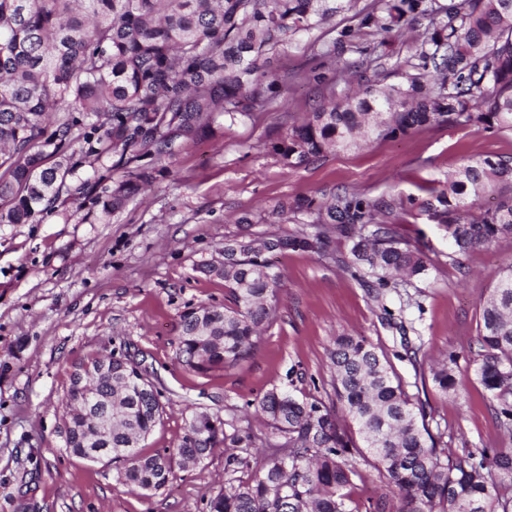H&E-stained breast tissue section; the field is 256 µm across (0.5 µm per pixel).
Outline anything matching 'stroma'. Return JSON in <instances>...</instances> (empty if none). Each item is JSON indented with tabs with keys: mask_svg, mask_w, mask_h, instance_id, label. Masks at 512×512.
I'll use <instances>...</instances> for the list:
<instances>
[{
	"mask_svg": "<svg viewBox=\"0 0 512 512\" xmlns=\"http://www.w3.org/2000/svg\"><path fill=\"white\" fill-rule=\"evenodd\" d=\"M372 0H357L320 28L272 52L281 95L248 114L218 117L217 133L183 148L169 176L134 195L109 221L58 213L33 224H0V512H207L210 497L249 480L264 455L286 453L253 402L271 389L300 399L335 400L329 353L334 336L365 337L383 353L443 454L512 452L488 391L476 381L442 394L434 360L470 369L479 350L482 303L499 270L512 264V237L451 255L443 226L419 208L394 219L397 234L427 256L425 276L379 287L375 277L320 255L291 250L274 258L285 287L253 356L207 376L175 360L174 327L190 306L223 301L225 282L208 271L227 240L289 237L275 221L279 202L348 188L370 198L430 199L463 158L512 157V133L443 124L372 141L288 167L269 145L320 100L374 81L390 85L413 71L424 23L383 33L361 27ZM345 45H337L340 32ZM323 65L326 79L310 80ZM134 358L161 392L163 417L143 442L152 453L179 443L191 414L219 413L226 434L248 433L238 465L217 447L201 465L177 470L163 489L129 484L109 460L70 456L64 416L74 363L93 353ZM349 512H366L388 492L371 455L356 457Z\"/></svg>",
	"mask_w": 512,
	"mask_h": 512,
	"instance_id": "stroma-1",
	"label": "stroma"
}]
</instances>
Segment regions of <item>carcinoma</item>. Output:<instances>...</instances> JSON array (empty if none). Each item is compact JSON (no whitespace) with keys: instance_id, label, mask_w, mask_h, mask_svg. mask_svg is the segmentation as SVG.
Instances as JSON below:
<instances>
[{"instance_id":"obj_1","label":"carcinoma","mask_w":512,"mask_h":512,"mask_svg":"<svg viewBox=\"0 0 512 512\" xmlns=\"http://www.w3.org/2000/svg\"><path fill=\"white\" fill-rule=\"evenodd\" d=\"M352 0H0V224H32L44 213L69 220L84 209L120 213L130 196L170 173L180 149L215 135L216 116L246 114L254 103L280 95L281 80L266 69L269 52L309 32ZM426 21L415 57L424 74L398 84L320 104L271 144V152L299 167L328 151L371 139H396L442 123L512 131V0H376L364 27L401 29ZM124 178L112 180V171ZM499 193L490 208L480 201ZM423 204L445 227L454 253L512 236V157L464 162L448 186ZM399 199H372L346 189L326 197L278 203L272 214L314 231L283 238L278 251L320 254L347 268H367L382 286L396 271L427 270L423 251L397 237L387 218ZM353 242L349 257L329 251L333 239ZM224 268L229 299L190 306L176 327V361L200 374L249 359L282 286L268 254L252 238L235 241ZM209 335L195 333L198 323ZM476 380L512 430V266L482 305ZM330 361L343 416L322 401L300 400L272 389L256 403L268 425L287 438L288 454L264 457L247 482L220 492L209 512H347L344 490L356 475L359 452L352 423L374 457L389 490L403 499L400 512H512V453L465 451L441 457L386 359L362 336L335 337ZM99 356L74 366L67 406L108 401L121 415L101 447L126 465L135 487L158 491L183 468L204 462L226 443L249 447L250 434L226 435L224 420L198 411L180 442L152 454L140 443L161 421L154 383L123 398L130 365L112 356V374L99 372ZM430 371L444 393L458 395L464 380L448 362ZM91 419L71 414L66 451L85 459Z\"/></svg>"}]
</instances>
